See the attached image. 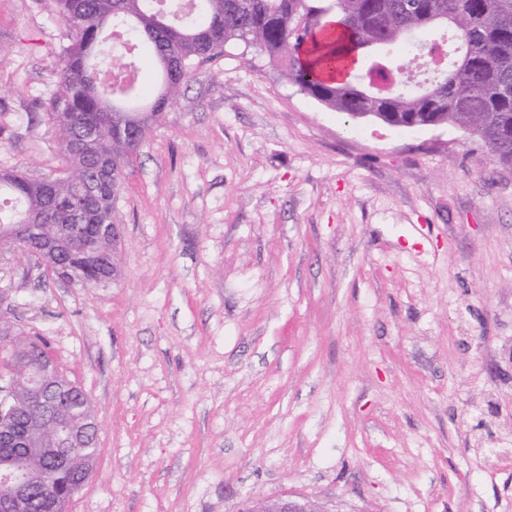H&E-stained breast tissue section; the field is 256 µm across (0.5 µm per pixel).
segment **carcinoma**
Returning a JSON list of instances; mask_svg holds the SVG:
<instances>
[{
  "instance_id": "1",
  "label": "carcinoma",
  "mask_w": 512,
  "mask_h": 512,
  "mask_svg": "<svg viewBox=\"0 0 512 512\" xmlns=\"http://www.w3.org/2000/svg\"><path fill=\"white\" fill-rule=\"evenodd\" d=\"M62 20L74 31L61 51L58 90L46 112L55 125L66 172L49 179L53 194L16 169L0 172V225L34 224L36 233L22 240H0L28 252L43 240L64 239L72 231L67 205L84 196L88 220L108 224L123 190L127 169L146 134L180 95L192 67L209 62L229 43L257 48L281 62L279 77L326 107L355 117L378 112L394 126L422 122L457 124L476 136L503 164L512 165V99L498 97V86L512 82V24L485 28V14L512 13V0H417L405 9L401 0H54ZM338 17L335 28L325 19ZM121 33L127 53L151 49L158 68L156 95L147 99L139 86L102 81L101 72L116 73L133 62L116 59L114 36ZM450 40L464 45L463 54L426 79L422 90L402 82L377 103L363 90L370 79L362 63L380 64L378 74L402 77L414 62L427 64L435 45ZM107 159L116 170L108 192H99L96 163ZM75 284L112 283V269L95 272L76 261L68 263ZM14 339L0 332V346L16 344L34 357L47 355L41 336ZM54 419L39 422L50 433L55 420L80 422L91 408L78 385ZM19 422L28 408L25 378L14 381Z\"/></svg>"
}]
</instances>
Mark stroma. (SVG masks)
<instances>
[{
  "mask_svg": "<svg viewBox=\"0 0 512 512\" xmlns=\"http://www.w3.org/2000/svg\"><path fill=\"white\" fill-rule=\"evenodd\" d=\"M73 33L0 0V170L65 163ZM254 50L198 66L128 170L120 278L0 247V312L90 396L68 512H512V165L455 125L352 119ZM68 269L71 274L74 275L75 278V284L79 285L81 287H89V286H100V285H107L112 283L116 279L112 280V267L106 268L104 270L100 271V277L106 279L105 283H101L100 285H96L95 279L98 278L96 275V272L92 268L87 267H81L76 261L71 260L68 263ZM238 512H328L305 496L284 494L276 498L245 496Z\"/></svg>",
  "mask_w": 512,
  "mask_h": 512,
  "instance_id": "1",
  "label": "stroma"
}]
</instances>
